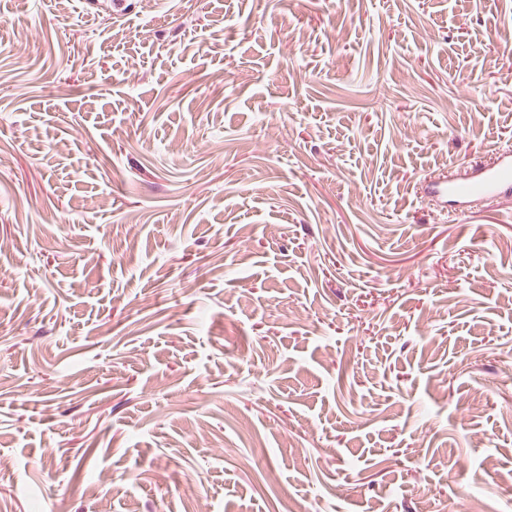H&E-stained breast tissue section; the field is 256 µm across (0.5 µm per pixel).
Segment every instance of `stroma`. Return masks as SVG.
Masks as SVG:
<instances>
[{
    "mask_svg": "<svg viewBox=\"0 0 512 512\" xmlns=\"http://www.w3.org/2000/svg\"><path fill=\"white\" fill-rule=\"evenodd\" d=\"M512 0H0V512H512ZM430 191L446 202L450 198L458 203L461 207L459 218L467 216L466 204L477 197H487L509 206L512 199V152H499L492 164L472 167L471 173L436 180Z\"/></svg>",
    "mask_w": 512,
    "mask_h": 512,
    "instance_id": "35a3bbf8",
    "label": "stroma"
}]
</instances>
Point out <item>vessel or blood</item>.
<instances>
[{
	"label": "vessel or blood",
	"instance_id": "b4317fda",
	"mask_svg": "<svg viewBox=\"0 0 512 512\" xmlns=\"http://www.w3.org/2000/svg\"><path fill=\"white\" fill-rule=\"evenodd\" d=\"M430 191L462 207L477 197L495 200L502 205L510 204L512 203V152H499L492 164L473 167L469 173L436 180L431 184Z\"/></svg>",
	"mask_w": 512,
	"mask_h": 512
}]
</instances>
